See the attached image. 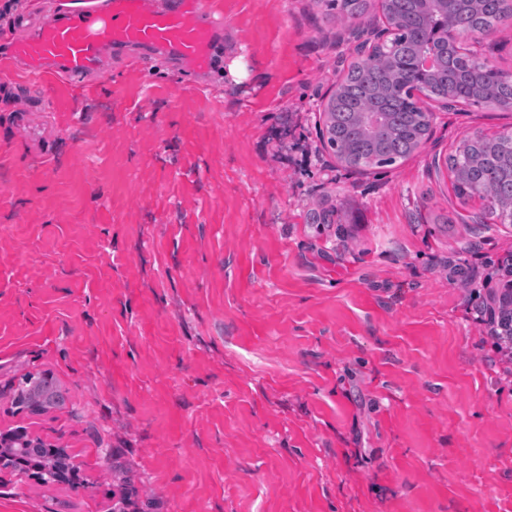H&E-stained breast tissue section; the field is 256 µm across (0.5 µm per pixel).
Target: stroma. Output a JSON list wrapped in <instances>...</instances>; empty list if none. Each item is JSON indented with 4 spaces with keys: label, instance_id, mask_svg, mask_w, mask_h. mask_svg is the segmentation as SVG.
<instances>
[{
    "label": "stroma",
    "instance_id": "stroma-1",
    "mask_svg": "<svg viewBox=\"0 0 512 512\" xmlns=\"http://www.w3.org/2000/svg\"><path fill=\"white\" fill-rule=\"evenodd\" d=\"M56 2L0 12V56ZM206 2L205 72L131 46L108 82L0 83V432L80 464L0 469V512H512V355L483 322L512 224L445 165L512 108L432 104L426 147L344 169L319 129L352 23ZM464 46L512 75V21ZM39 373L67 401L30 418Z\"/></svg>",
    "mask_w": 512,
    "mask_h": 512
}]
</instances>
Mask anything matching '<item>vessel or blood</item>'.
Segmentation results:
<instances>
[{"label":"vessel or blood","mask_w":512,"mask_h":512,"mask_svg":"<svg viewBox=\"0 0 512 512\" xmlns=\"http://www.w3.org/2000/svg\"><path fill=\"white\" fill-rule=\"evenodd\" d=\"M218 30L205 17L201 0H169L164 7L151 0H103L78 13L58 11L34 33L15 40L12 53L37 77L52 69L65 77L110 79L105 48L129 45L200 71L212 63Z\"/></svg>","instance_id":"obj_1"}]
</instances>
